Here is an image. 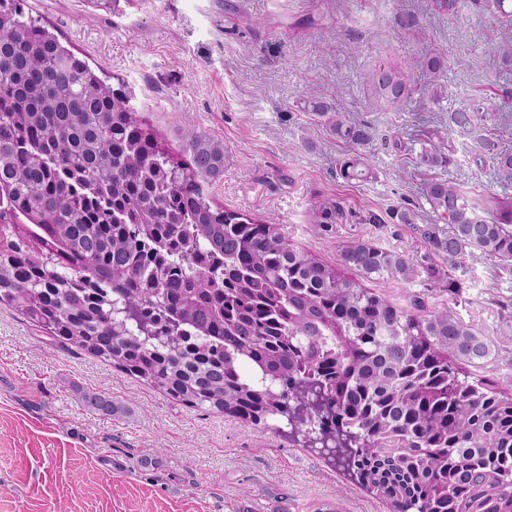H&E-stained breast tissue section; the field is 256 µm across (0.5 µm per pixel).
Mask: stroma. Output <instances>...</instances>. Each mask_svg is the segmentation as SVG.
Instances as JSON below:
<instances>
[{"instance_id":"stroma-1","label":"stroma","mask_w":512,"mask_h":512,"mask_svg":"<svg viewBox=\"0 0 512 512\" xmlns=\"http://www.w3.org/2000/svg\"><path fill=\"white\" fill-rule=\"evenodd\" d=\"M34 14L89 63L120 75L140 115L176 154L185 127L224 147L216 202L281 225L294 243L337 265L350 242L405 254L409 282L370 281L393 303L418 296L453 310L492 354L474 376L512 377V266L471 250L457 270L416 233L433 220L406 147L419 134L455 148L440 177L469 193L501 191L494 171L465 156L476 140L449 126L481 91L512 150V22L484 0L458 12L434 0H28ZM436 56L402 106L379 97L376 69ZM446 95L432 104L433 87ZM329 103L368 138L353 150L371 176L348 182L336 162L351 148L304 108ZM413 224L390 220L392 210ZM379 223H370L371 215ZM118 406L102 416L80 400ZM0 512H386L314 448L274 428L170 401L77 348L52 344L17 310L0 308Z\"/></svg>"}]
</instances>
